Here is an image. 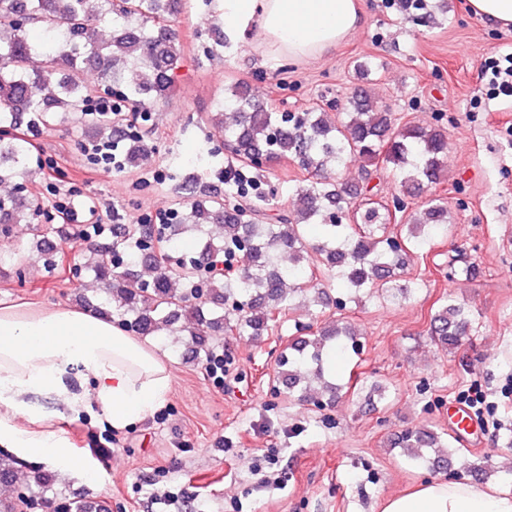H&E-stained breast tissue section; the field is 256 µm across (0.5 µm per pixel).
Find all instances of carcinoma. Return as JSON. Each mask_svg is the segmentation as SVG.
<instances>
[{"mask_svg": "<svg viewBox=\"0 0 512 512\" xmlns=\"http://www.w3.org/2000/svg\"><path fill=\"white\" fill-rule=\"evenodd\" d=\"M174 0H0V238L15 224L38 223L35 199L17 194L31 150L29 134L61 123H81L84 105L100 86L119 87L135 112L166 100L184 58L174 28ZM112 23V36L96 29ZM42 39H30L27 27ZM96 71L89 84L79 67ZM207 124L218 131L235 164L224 169V185L236 190L234 203L213 190L188 200L173 224H114L112 243L82 254V267L102 285L106 305L94 310L118 320L133 336H164L178 351L183 336L195 338V353L207 350L200 332L258 338L273 332L282 315L296 309L295 299L315 292L343 310L353 295L406 300L410 285L395 284L411 259L428 254L434 239L448 231V202L430 197L405 222L408 236L390 229L392 217L370 190L351 191L339 173L348 158L359 156L373 170L389 172L397 197H419L441 183L447 167V132L433 125L399 126L393 114L365 92L352 94L340 111L311 108L285 116L240 82ZM140 136L129 140L131 166L149 158ZM287 159L304 176L290 188L291 208L263 221L276 195L251 194L240 167L269 168ZM322 224L321 237L304 236L308 224ZM48 229H35L36 261L45 272L65 258ZM186 236L196 241L198 259L174 261L169 252ZM475 317L464 304L448 299L430 318V340L454 353L475 331ZM357 350L355 332L331 317L321 323H297L278 360L277 389L316 407L336 402V388L325 381L328 353ZM390 446L406 458L450 480L461 477L452 464L457 449L431 429L393 434ZM27 464L0 449V512H35L56 504L58 512H105L85 496L53 491V475L26 471Z\"/></svg>", "mask_w": 512, "mask_h": 512, "instance_id": "1", "label": "carcinoma"}]
</instances>
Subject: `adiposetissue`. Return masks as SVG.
<instances>
[{
  "instance_id": "ef3b65f1",
  "label": "adipose tissue",
  "mask_w": 512,
  "mask_h": 512,
  "mask_svg": "<svg viewBox=\"0 0 512 512\" xmlns=\"http://www.w3.org/2000/svg\"><path fill=\"white\" fill-rule=\"evenodd\" d=\"M230 36L253 31L269 55L316 60L360 26L361 0H213ZM167 360L111 319L74 307L0 306V447L94 481L69 440L52 430L28 395L98 413L117 432L167 402ZM380 512H512V495L474 482L431 480L386 496Z\"/></svg>"
}]
</instances>
